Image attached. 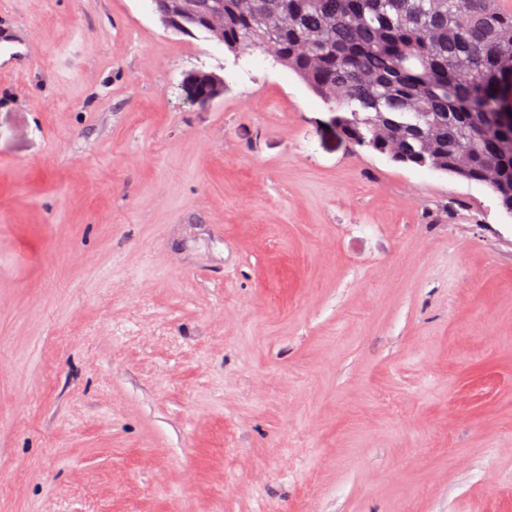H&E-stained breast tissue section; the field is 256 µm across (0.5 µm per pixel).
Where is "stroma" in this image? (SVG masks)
I'll list each match as a JSON object with an SVG mask.
<instances>
[{"label":"stroma","mask_w":512,"mask_h":512,"mask_svg":"<svg viewBox=\"0 0 512 512\" xmlns=\"http://www.w3.org/2000/svg\"><path fill=\"white\" fill-rule=\"evenodd\" d=\"M0 512H512V214L151 0H0Z\"/></svg>","instance_id":"35a3bbf8"}]
</instances>
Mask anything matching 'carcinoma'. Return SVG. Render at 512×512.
<instances>
[{
  "mask_svg": "<svg viewBox=\"0 0 512 512\" xmlns=\"http://www.w3.org/2000/svg\"><path fill=\"white\" fill-rule=\"evenodd\" d=\"M499 0H224V46L273 42L355 146L483 183L512 214V12ZM210 0L177 33H205ZM190 87L218 93L206 73Z\"/></svg>",
  "mask_w": 512,
  "mask_h": 512,
  "instance_id": "obj_1",
  "label": "carcinoma"
}]
</instances>
